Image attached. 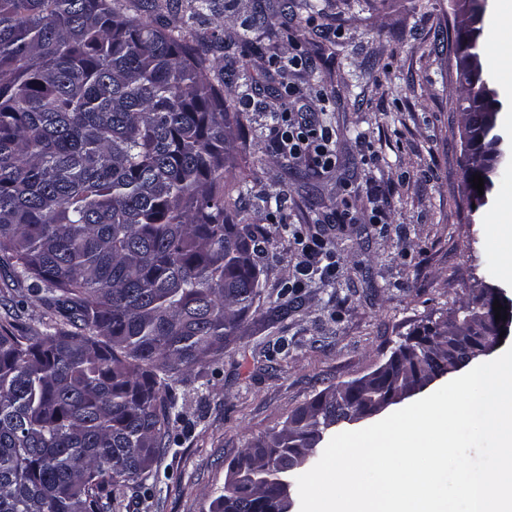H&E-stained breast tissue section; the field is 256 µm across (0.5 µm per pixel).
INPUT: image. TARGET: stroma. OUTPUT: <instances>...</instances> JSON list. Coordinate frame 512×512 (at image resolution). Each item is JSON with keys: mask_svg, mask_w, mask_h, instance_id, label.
<instances>
[{"mask_svg": "<svg viewBox=\"0 0 512 512\" xmlns=\"http://www.w3.org/2000/svg\"><path fill=\"white\" fill-rule=\"evenodd\" d=\"M129 20L154 5L163 23L209 46L228 111L242 115L236 172L248 177L240 216L261 229L259 312L242 339L176 390L170 441L148 478L129 483L108 512H211L229 464L243 448L279 430L322 390L384 363L404 336L449 317L483 284L512 300L501 264L512 223L493 220L512 179L496 181L491 202L470 211L457 123L462 90L455 77L449 0H120ZM499 21L484 17V74L502 104L499 130L512 143V90L487 46ZM249 38L258 55L241 60ZM301 55L285 73L269 57ZM295 88L292 111L333 133L335 167L322 170L276 148L270 129L281 95ZM350 207L357 221L339 223ZM386 221H370L372 209ZM319 237L333 272H304L299 237ZM0 271V320L46 333L48 311L14 302Z\"/></svg>", "mask_w": 512, "mask_h": 512, "instance_id": "stroma-1", "label": "stroma"}]
</instances>
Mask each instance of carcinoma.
<instances>
[{"mask_svg":"<svg viewBox=\"0 0 512 512\" xmlns=\"http://www.w3.org/2000/svg\"><path fill=\"white\" fill-rule=\"evenodd\" d=\"M219 65L117 0H0V265L53 329L0 324V512H105L166 447L176 384L257 313L263 240L234 222L241 123ZM481 92L458 99L477 121ZM459 329L243 449L233 512H270L265 469L442 370Z\"/></svg>","mask_w":512,"mask_h":512,"instance_id":"cac0c4a2","label":"carcinoma"}]
</instances>
